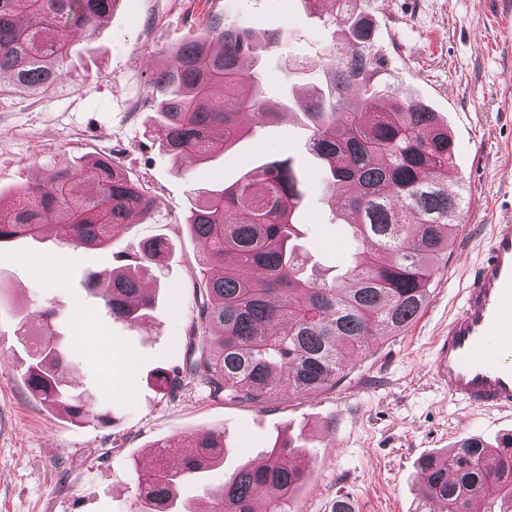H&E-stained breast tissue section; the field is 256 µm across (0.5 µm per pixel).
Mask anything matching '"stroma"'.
<instances>
[{
	"instance_id": "35a3bbf8",
	"label": "stroma",
	"mask_w": 512,
	"mask_h": 512,
	"mask_svg": "<svg viewBox=\"0 0 512 512\" xmlns=\"http://www.w3.org/2000/svg\"><path fill=\"white\" fill-rule=\"evenodd\" d=\"M376 79L389 94L419 98L447 124L463 195L461 227L441 261L428 303L401 335L370 342L335 389L263 407L210 399L199 384L174 395L153 374L182 363L196 314L200 244L186 219L198 189L220 190L252 167L291 159L307 196L297 215L307 273L347 266L346 226L322 191L324 166L307 150L301 101L325 88L322 64L347 38L331 7L300 0H120L92 38L72 43L67 77L43 93L0 92V202L63 161L106 156L148 181L154 207L116 232L106 248L72 250L54 230L0 243V512H143L136 465L160 441L223 431L224 464L182 488L176 512H196L205 489L261 460L275 439L293 438L309 457L290 512H426L420 460L469 436L496 443L512 416L449 400L432 373L437 333L461 301L466 271L493 225L512 222V0H368ZM249 25L246 60L278 118L230 149L184 169L149 132L156 122L148 81L173 45L204 35L212 19ZM164 237L171 250L147 279L155 301L138 325L112 319L84 283L108 276L139 242ZM49 303L50 326H22L21 308ZM97 346H90L88 336ZM69 352L67 378L108 422L69 418L34 399L24 373L37 342Z\"/></svg>"
}]
</instances>
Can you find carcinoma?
I'll return each mask as SVG.
<instances>
[{"label": "carcinoma", "instance_id": "cac0c4a2", "mask_svg": "<svg viewBox=\"0 0 512 512\" xmlns=\"http://www.w3.org/2000/svg\"><path fill=\"white\" fill-rule=\"evenodd\" d=\"M119 0H0V88L40 93L65 74L73 39H87ZM350 42L325 66L330 89L304 105L311 124L309 150L324 164L325 189L352 236L374 252L340 277L307 274L294 243L291 215L305 192L291 160L263 164L233 184L199 196L187 225L203 244L197 316L181 368L164 369L157 383L176 392L201 382L210 398L261 407L273 398L334 388L347 356L365 341L403 333L426 306L442 256L459 230L463 197L453 166L455 144L436 113L411 97L393 100L373 83L377 61L367 0H331ZM251 26L211 21L205 35L187 39L149 80L160 115L156 139L189 169L200 157L233 146L278 112L267 109L258 77L239 61L252 48ZM356 85L360 97L346 102ZM224 87V104L213 89ZM85 182L96 186L80 194ZM153 207L147 183L130 178L111 158L65 162L24 186L0 210V242L37 235L49 225L69 248L110 244L133 214ZM163 237L142 243L131 262L112 271L108 286L88 278L90 291L112 317L132 324L148 317L143 275L170 251ZM68 351L55 343L35 350L26 371L30 394L72 418L106 420L66 385ZM190 454L165 443L136 469L139 496L149 512H170L182 484L224 462V433L191 436ZM306 453L277 442L258 464L245 465L207 496L198 512H286L306 477ZM425 502L434 512H471L476 500L512 512V450L468 437L441 458L421 461ZM455 480L448 481V474Z\"/></svg>", "mask_w": 512, "mask_h": 512}]
</instances>
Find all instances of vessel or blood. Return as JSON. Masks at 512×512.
Instances as JSON below:
<instances>
[{
	"label": "vessel or blood",
	"instance_id": "b4317fda",
	"mask_svg": "<svg viewBox=\"0 0 512 512\" xmlns=\"http://www.w3.org/2000/svg\"><path fill=\"white\" fill-rule=\"evenodd\" d=\"M432 368L451 400L512 411V223L494 225L435 340Z\"/></svg>",
	"mask_w": 512,
	"mask_h": 512
}]
</instances>
